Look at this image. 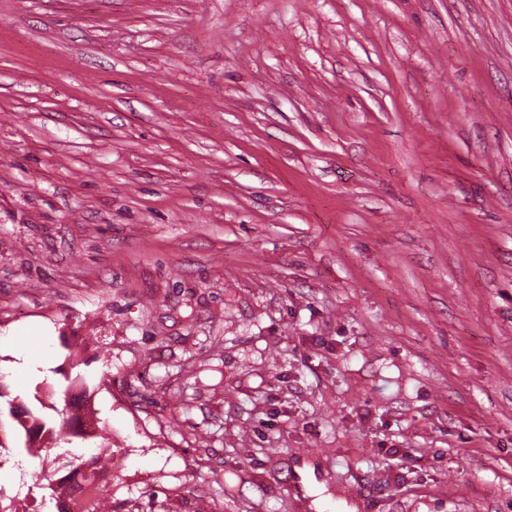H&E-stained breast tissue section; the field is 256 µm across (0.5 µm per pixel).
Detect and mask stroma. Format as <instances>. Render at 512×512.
Listing matches in <instances>:
<instances>
[{"instance_id":"1","label":"stroma","mask_w":512,"mask_h":512,"mask_svg":"<svg viewBox=\"0 0 512 512\" xmlns=\"http://www.w3.org/2000/svg\"><path fill=\"white\" fill-rule=\"evenodd\" d=\"M1 337L145 512H512V0H0Z\"/></svg>"}]
</instances>
